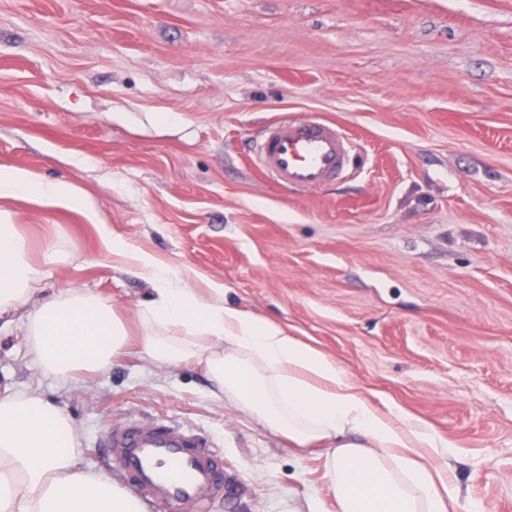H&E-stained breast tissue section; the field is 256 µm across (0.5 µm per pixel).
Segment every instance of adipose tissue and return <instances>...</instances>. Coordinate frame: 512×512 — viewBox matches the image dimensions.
<instances>
[{
    "mask_svg": "<svg viewBox=\"0 0 512 512\" xmlns=\"http://www.w3.org/2000/svg\"><path fill=\"white\" fill-rule=\"evenodd\" d=\"M20 194L92 209L74 183L0 166V198ZM105 248L152 287L138 312L145 356L196 362L219 395L264 426L302 447L326 444L336 512H450L456 504L447 469L426 461L443 442L419 419L372 402L336 359L288 327L225 303L223 284L200 292L196 271L170 268L117 237ZM62 258L51 244L34 263L11 213L0 210V315L24 310L35 357L67 379L104 370L129 336L110 302L77 288L45 293L43 267ZM71 432L63 410L42 396L0 394V512H136L120 489L81 467Z\"/></svg>",
    "mask_w": 512,
    "mask_h": 512,
    "instance_id": "ef3b65f1",
    "label": "adipose tissue"
}]
</instances>
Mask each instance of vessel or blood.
<instances>
[{"mask_svg": "<svg viewBox=\"0 0 512 512\" xmlns=\"http://www.w3.org/2000/svg\"><path fill=\"white\" fill-rule=\"evenodd\" d=\"M351 146L334 123L288 116L264 131L260 169L280 186L313 188L344 177ZM108 471L144 505L170 512H206L224 494L230 477L224 454L203 433L185 426L141 419L112 428L106 442Z\"/></svg>", "mask_w": 512, "mask_h": 512, "instance_id": "1", "label": "vessel or blood"}]
</instances>
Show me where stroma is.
Segmentation results:
<instances>
[{
	"label": "stroma",
	"mask_w": 512,
	"mask_h": 512,
	"mask_svg": "<svg viewBox=\"0 0 512 512\" xmlns=\"http://www.w3.org/2000/svg\"><path fill=\"white\" fill-rule=\"evenodd\" d=\"M335 122L347 178L284 190L249 157L281 114ZM0 165L65 179L93 215L0 208L51 288L111 302L132 341L148 284L111 234L224 285L446 446L456 512H512V0H0ZM37 392L104 473L112 427L153 418L224 452L209 512H336L323 446L296 447L201 367L136 349L69 380L0 328V392Z\"/></svg>",
	"instance_id": "stroma-1"
}]
</instances>
